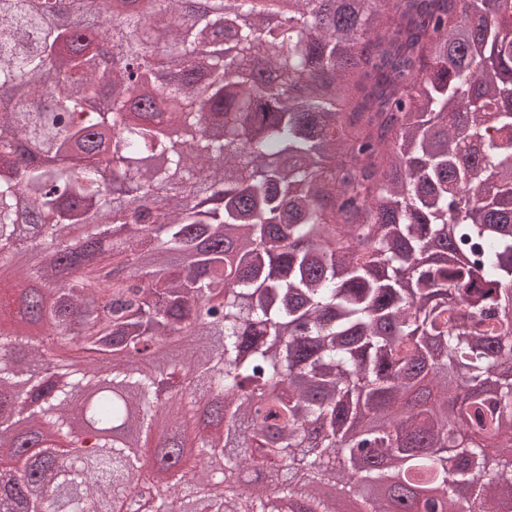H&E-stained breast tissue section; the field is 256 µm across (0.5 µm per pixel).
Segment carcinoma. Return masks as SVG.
Listing matches in <instances>:
<instances>
[{"label": "carcinoma", "instance_id": "obj_1", "mask_svg": "<svg viewBox=\"0 0 512 512\" xmlns=\"http://www.w3.org/2000/svg\"><path fill=\"white\" fill-rule=\"evenodd\" d=\"M0 0V420L44 438L0 479V512H110L153 439L227 484L142 491L160 512H335L391 461L422 512H500L512 485V0ZM146 30L155 56L140 61ZM112 36V67L93 64ZM112 165V202L100 162ZM180 336L170 372L134 357ZM112 364L92 416L73 392ZM243 446L224 449L225 418ZM469 453L458 468L446 454Z\"/></svg>", "mask_w": 512, "mask_h": 512}]
</instances>
